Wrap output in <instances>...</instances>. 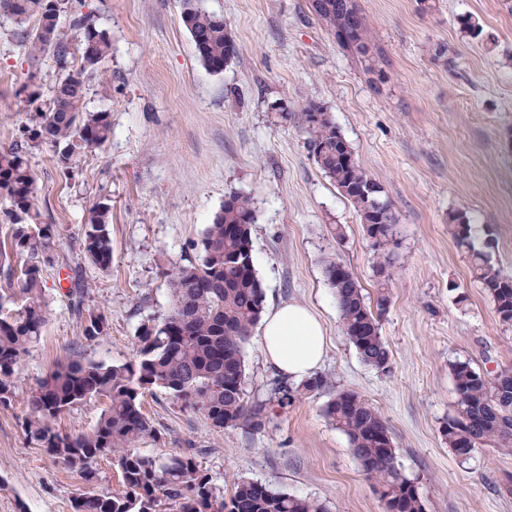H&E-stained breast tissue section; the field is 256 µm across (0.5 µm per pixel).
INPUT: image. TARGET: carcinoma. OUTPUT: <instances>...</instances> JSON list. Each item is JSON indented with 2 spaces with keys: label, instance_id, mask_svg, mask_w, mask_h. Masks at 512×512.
Instances as JSON below:
<instances>
[{
  "label": "carcinoma",
  "instance_id": "carcinoma-1",
  "mask_svg": "<svg viewBox=\"0 0 512 512\" xmlns=\"http://www.w3.org/2000/svg\"><path fill=\"white\" fill-rule=\"evenodd\" d=\"M334 21L321 6L312 11L330 27L347 51L362 58L370 52L368 26L354 0H326ZM68 0H0V9L18 24L34 22L14 35L33 61L51 54L60 71L50 86L46 107L37 105L41 86L27 87L35 105L16 139L0 148V198L9 203L0 220L8 226L0 241V270L16 281L22 302L7 307L11 297L0 295V405L10 406L18 391L17 375L25 357L40 340L52 309L43 271L59 261L56 225L41 221L35 196L32 151L43 144L59 147L57 166L68 172L90 149L112 135L110 113L88 106L87 79L102 76V64L112 55V40L88 16L73 18L78 32L71 52L60 31L59 18ZM181 20L202 64L221 73L239 55V47L224 25V17L183 0ZM78 69H73L74 63ZM304 132L315 161L350 202L363 224L384 277L375 304L349 269L334 257L324 260L334 289L343 332L361 361L381 372L389 370L390 352L380 333L381 316L390 304L388 283L396 266V217L382 185L358 163L350 143L330 113L315 103L304 109ZM112 208L98 202L86 210L81 254L102 272L112 270ZM254 202L233 193L196 242L197 259L167 272L171 307L159 321L137 328V354L132 362L112 364L66 357L27 394L23 428L28 440L58 463L78 468L83 487L72 502L73 512H329L325 502L277 492L245 477L234 480V492L224 490L202 471L191 455L155 458L132 450L156 433L142 411L144 394L163 390L176 402L201 413L215 430L246 427L259 431L272 420L271 400L247 398L244 348L252 328L261 320L265 293L253 258L251 226ZM456 245L467 255L501 324L512 325V273L495 269L490 255L475 244L474 226L462 214L451 217ZM78 307L82 336L95 341L108 334L106 315L81 309L84 291H70ZM454 380L455 415L443 435L448 447L467 460L483 446L512 447V371L494 375L476 370L467 361L449 364ZM329 387L315 375L299 383L274 388L280 408L292 407L306 396ZM106 401L96 424L82 431L62 432L56 422L91 401ZM329 421L348 438L362 470L376 481L385 512H424L413 481L396 464V448L379 411L355 391H336L324 409ZM106 458L121 475L118 491L96 490L95 463Z\"/></svg>",
  "mask_w": 512,
  "mask_h": 512
}]
</instances>
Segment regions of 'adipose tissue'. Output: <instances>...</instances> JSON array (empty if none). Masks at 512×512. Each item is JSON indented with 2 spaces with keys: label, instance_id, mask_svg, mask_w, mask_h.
<instances>
[{
  "label": "adipose tissue",
  "instance_id": "adipose-tissue-1",
  "mask_svg": "<svg viewBox=\"0 0 512 512\" xmlns=\"http://www.w3.org/2000/svg\"><path fill=\"white\" fill-rule=\"evenodd\" d=\"M260 331L267 364L295 381L313 375L323 360L325 330L306 305L290 302L273 307L264 315Z\"/></svg>",
  "mask_w": 512,
  "mask_h": 512
}]
</instances>
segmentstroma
Segmentation results:
<instances>
[{
    "label": "stroma",
    "mask_w": 512,
    "mask_h": 512,
    "mask_svg": "<svg viewBox=\"0 0 512 512\" xmlns=\"http://www.w3.org/2000/svg\"><path fill=\"white\" fill-rule=\"evenodd\" d=\"M203 5L223 16L241 47L219 74L199 60L182 0H82V12L112 39L107 81H90L88 93L91 108L110 112L112 137L68 176L52 145L31 155L59 262L44 272L51 320L21 366L18 397L0 406V512H73L78 473L28 442L26 393L64 356L133 360L138 326L170 308L163 265L196 257V242L232 192L256 208L253 254L266 307L298 301L321 318L320 374L378 409L425 512H512V495L498 491L512 477V450L487 445L464 461L443 436L456 403L449 362L512 369V326L499 322L448 228L464 214L492 266L512 271V0H357L372 33L367 62L337 44L309 0ZM466 20L476 33L464 30ZM16 27L0 11V146L27 121L24 86H50L57 73L53 56L32 63L12 36ZM312 102L330 112L398 219L397 273L380 320L391 357L385 373L365 365L344 335L324 275L333 254L365 294L378 284L358 214L307 143L303 110ZM96 202L112 207L107 274L79 251L83 215ZM76 286L109 319L100 340L80 334L69 305ZM245 365L247 396L269 398L282 377L265 366L259 332L245 346ZM331 391L277 414L264 430L216 432L156 390L143 408L159 434L136 449L193 455L228 495L246 477L325 501L329 512H384L375 482L324 414Z\"/></svg>",
    "instance_id": "stroma-1"
}]
</instances>
